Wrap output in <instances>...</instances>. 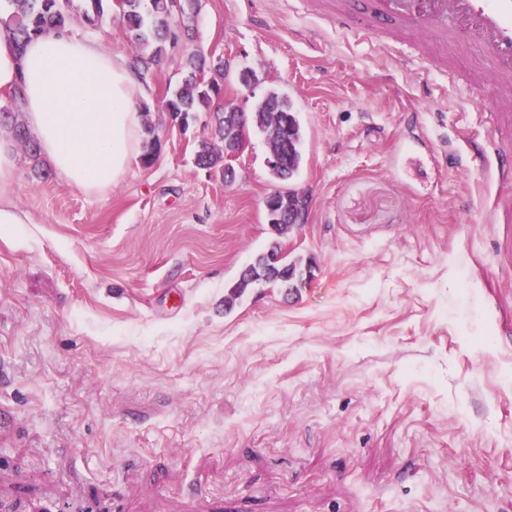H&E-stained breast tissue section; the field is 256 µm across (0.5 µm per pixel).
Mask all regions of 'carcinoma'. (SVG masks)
Listing matches in <instances>:
<instances>
[{"label":"carcinoma","mask_w":512,"mask_h":512,"mask_svg":"<svg viewBox=\"0 0 512 512\" xmlns=\"http://www.w3.org/2000/svg\"><path fill=\"white\" fill-rule=\"evenodd\" d=\"M10 13L0 22L6 25L22 47L32 37L49 32H71L77 21L95 30L112 23L113 0H8ZM194 0H123L119 22L133 51L130 68L141 79L167 59L182 53L183 46L195 38ZM224 95V61L209 60L198 50L184 58L182 78L178 87L164 100L169 121L183 129L199 119V113L210 111L215 101ZM0 122H8L35 169H40V152L26 125L8 111L0 112ZM265 136L270 148L280 153L281 163L269 168L273 180L282 184L268 195V224L279 235L288 224V200L298 190L285 186L297 173L304 143L302 126L290 99L275 91L255 102L252 111L217 112L209 140L197 151V164L216 169L224 160V149L239 143L249 132ZM310 265L287 260L278 239H272L266 252L241 271L224 300L232 307L234 299L258 285H274L297 290L305 283Z\"/></svg>","instance_id":"1"}]
</instances>
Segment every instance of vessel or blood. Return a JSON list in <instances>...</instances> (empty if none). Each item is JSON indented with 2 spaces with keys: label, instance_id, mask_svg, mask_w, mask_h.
<instances>
[{
  "label": "vessel or blood",
  "instance_id": "1",
  "mask_svg": "<svg viewBox=\"0 0 512 512\" xmlns=\"http://www.w3.org/2000/svg\"><path fill=\"white\" fill-rule=\"evenodd\" d=\"M319 9L347 33H357L350 0H318ZM370 19H390L411 35L439 42L463 41L476 48L487 66L474 84L512 81V0H369ZM497 181L512 183V131L500 133L494 148Z\"/></svg>",
  "mask_w": 512,
  "mask_h": 512
}]
</instances>
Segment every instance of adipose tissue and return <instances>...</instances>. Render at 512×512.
I'll return each instance as SVG.
<instances>
[{
	"label": "adipose tissue",
	"instance_id": "ef3b65f1",
	"mask_svg": "<svg viewBox=\"0 0 512 512\" xmlns=\"http://www.w3.org/2000/svg\"><path fill=\"white\" fill-rule=\"evenodd\" d=\"M0 89L19 90L43 158L85 192L110 189L140 152V84L99 40L51 34L20 48L1 24Z\"/></svg>",
	"mask_w": 512,
	"mask_h": 512
}]
</instances>
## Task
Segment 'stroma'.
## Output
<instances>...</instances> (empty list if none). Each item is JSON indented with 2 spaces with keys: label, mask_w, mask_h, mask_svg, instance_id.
Instances as JSON below:
<instances>
[{
  "label": "stroma",
  "mask_w": 512,
  "mask_h": 512,
  "mask_svg": "<svg viewBox=\"0 0 512 512\" xmlns=\"http://www.w3.org/2000/svg\"><path fill=\"white\" fill-rule=\"evenodd\" d=\"M224 105L268 89L305 128L313 259L293 295L224 297L272 239L262 135L233 178L195 163L142 81L160 150L88 194L22 145L0 203V512H512V224L492 212L493 96L337 29L312 0H198ZM259 77L245 87L241 67Z\"/></svg>",
  "instance_id": "obj_1"
}]
</instances>
